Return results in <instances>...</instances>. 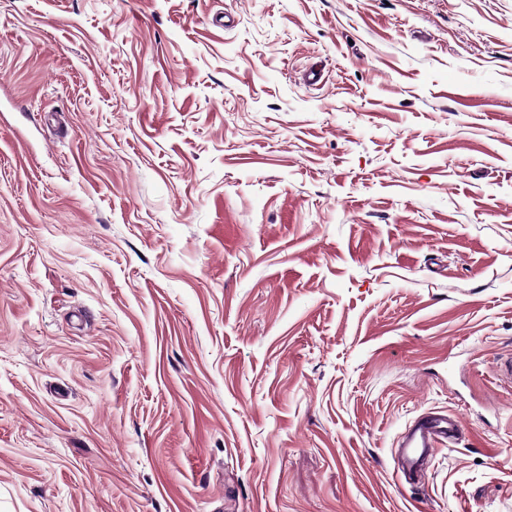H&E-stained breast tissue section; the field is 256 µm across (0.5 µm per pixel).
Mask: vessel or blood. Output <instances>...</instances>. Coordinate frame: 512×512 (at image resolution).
Wrapping results in <instances>:
<instances>
[{
    "instance_id": "obj_1",
    "label": "vessel or blood",
    "mask_w": 512,
    "mask_h": 512,
    "mask_svg": "<svg viewBox=\"0 0 512 512\" xmlns=\"http://www.w3.org/2000/svg\"><path fill=\"white\" fill-rule=\"evenodd\" d=\"M462 430L458 417L430 412L408 425L398 441V471L405 480L423 475L440 444L455 443Z\"/></svg>"
}]
</instances>
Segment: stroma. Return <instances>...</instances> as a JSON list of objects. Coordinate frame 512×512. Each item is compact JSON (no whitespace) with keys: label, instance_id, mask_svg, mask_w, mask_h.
Returning <instances> with one entry per match:
<instances>
[{"label":"stroma","instance_id":"stroma-1","mask_svg":"<svg viewBox=\"0 0 512 512\" xmlns=\"http://www.w3.org/2000/svg\"><path fill=\"white\" fill-rule=\"evenodd\" d=\"M506 356L512 0H0V512H512ZM462 422L448 413L430 412L408 425L398 440V470L407 483L423 475L430 464L433 452L440 444L448 446L458 440Z\"/></svg>","mask_w":512,"mask_h":512}]
</instances>
